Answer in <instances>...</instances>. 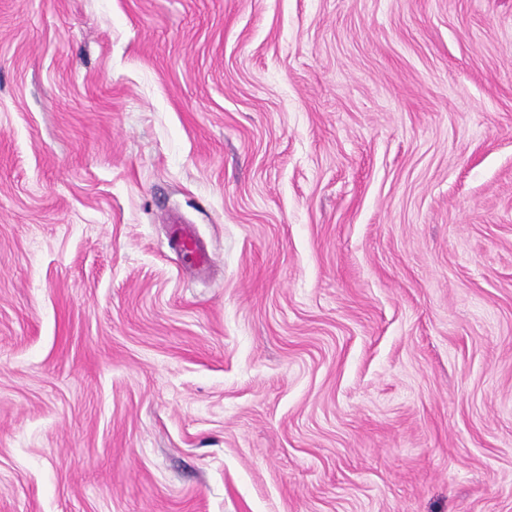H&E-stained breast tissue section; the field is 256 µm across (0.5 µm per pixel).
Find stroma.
I'll list each match as a JSON object with an SVG mask.
<instances>
[{"label":"stroma","mask_w":512,"mask_h":512,"mask_svg":"<svg viewBox=\"0 0 512 512\" xmlns=\"http://www.w3.org/2000/svg\"><path fill=\"white\" fill-rule=\"evenodd\" d=\"M0 512H512V0H0ZM170 242L177 248L183 264L197 272H205L213 263V257L199 244L188 224L167 221Z\"/></svg>","instance_id":"obj_1"}]
</instances>
